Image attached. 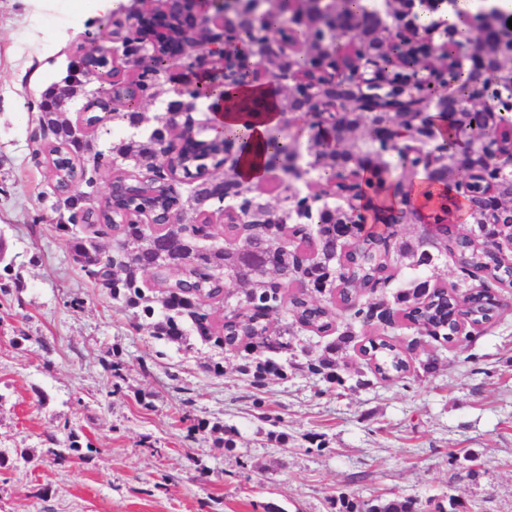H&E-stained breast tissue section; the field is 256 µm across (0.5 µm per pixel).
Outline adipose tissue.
Returning a JSON list of instances; mask_svg holds the SVG:
<instances>
[{
  "mask_svg": "<svg viewBox=\"0 0 512 512\" xmlns=\"http://www.w3.org/2000/svg\"><path fill=\"white\" fill-rule=\"evenodd\" d=\"M258 87H245L239 90L224 89L222 94L211 96L215 106V126L219 129L235 128L245 131L250 140L251 149L240 160L238 170L250 182L259 181L265 174L262 147L269 131L277 126L281 115L274 106L252 109L254 100L263 96Z\"/></svg>",
  "mask_w": 512,
  "mask_h": 512,
  "instance_id": "obj_1",
  "label": "adipose tissue"
}]
</instances>
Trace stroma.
<instances>
[{
  "instance_id": "35a3bbf8",
  "label": "stroma",
  "mask_w": 512,
  "mask_h": 512,
  "mask_svg": "<svg viewBox=\"0 0 512 512\" xmlns=\"http://www.w3.org/2000/svg\"><path fill=\"white\" fill-rule=\"evenodd\" d=\"M97 31L77 0L44 13L0 0V237L15 257L0 277V512H341L342 495L512 512V288L500 291V318L468 341L387 329L414 365L409 379L357 385L366 364L352 346L339 356L344 385L290 369L258 387L241 356L135 329L83 275L54 229L61 200L31 135L45 91ZM180 73L174 64L159 75L141 127L111 120L88 133L94 150L146 140ZM430 355L439 365L427 374ZM217 359L219 377L206 370ZM115 360L125 366L118 392ZM187 412L206 424L192 437ZM71 432L93 450L55 464Z\"/></svg>"
}]
</instances>
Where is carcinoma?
Here are the masks:
<instances>
[{
	"label": "carcinoma",
	"instance_id": "obj_1",
	"mask_svg": "<svg viewBox=\"0 0 512 512\" xmlns=\"http://www.w3.org/2000/svg\"><path fill=\"white\" fill-rule=\"evenodd\" d=\"M454 6L457 20L421 18ZM438 30V55L432 71L416 54L404 30ZM280 33L291 35L297 45L292 55L277 54L271 40ZM228 44L226 67L235 75L234 87L254 85L247 72L233 70L235 47L259 57L268 76L267 86L278 96L280 113L288 115V135L267 139L265 168L292 179L303 159L301 147L311 143L316 176L313 192L291 193L285 211L255 201L238 173L248 146L241 131L224 132V147L201 141H185L171 160L176 173L171 182H142L137 169L150 170L164 159L169 132L154 128L145 142L121 140L112 145V161L132 159L135 169L123 172L127 190L106 199L98 208L85 206L81 193L63 192L66 183L92 178L77 161L90 151L89 141L77 145L68 134V122L53 112H42L40 125L53 139L43 141L35 154H44L55 165V187L64 194L69 215L59 218L55 229L64 239L73 261L83 274L105 289L122 309L132 312L138 326L166 345L192 349L195 338L223 352L240 354L241 371L259 385L280 376L285 366L343 385L337 355L357 338L354 324L368 329H388L382 315L402 312L409 325L436 341L453 343L460 337L457 321H470L472 332L495 322L497 289L512 285V175L500 172V161L512 157V95L506 72L512 67V29L505 12L492 3L459 7V0H384L377 12L361 0H324L301 3L287 18L276 7L255 16L240 15L237 27L224 36ZM462 54H472L483 71L476 75L458 65ZM361 57L377 60L384 81L394 90L410 85L417 96L408 112H393L394 102L376 96L372 111L358 106L351 96L333 121L295 123L311 93L333 97L345 84L341 66ZM169 59L164 47L147 49L131 42L125 64L150 74L165 70ZM100 93L124 95L122 112L112 113L128 125L146 120L137 111L140 98L131 87L114 89L112 69L98 62ZM454 87L452 98L445 85ZM440 105L442 112L425 111L426 104ZM438 153L441 163L430 177L463 197L474 227L465 234H443L448 223V196L440 195L433 208L431 227H423L411 241L401 225L368 223L363 209L352 198L378 192L384 175L398 176L402 197L414 186L418 162L414 142ZM192 186L195 219L227 198L237 202L239 224H224V248L200 253L193 237L181 224L160 223L144 227L128 221V214L151 201H161L156 213L167 211L183 217L184 207L175 184ZM343 204L318 205L324 197ZM438 257L450 259L464 279L479 278L482 287L467 295L431 280L413 279L389 301L362 300L361 292L384 288L396 267L406 258L414 267H428ZM242 285V297L231 300L224 286ZM324 281L336 289V304L317 297L316 284ZM224 305V318L216 323L210 308ZM348 317L341 328L337 311ZM337 336L312 355L300 345L295 328ZM366 366L382 381L404 380L411 364L402 348L386 339L369 338L359 345ZM305 360L297 361L298 354ZM349 512H416L410 498L380 504L361 502Z\"/></svg>",
	"mask_w": 512,
	"mask_h": 512
}]
</instances>
